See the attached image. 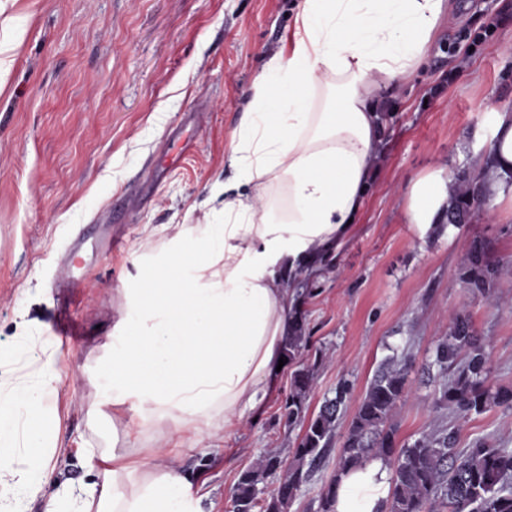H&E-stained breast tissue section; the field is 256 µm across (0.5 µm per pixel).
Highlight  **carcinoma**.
I'll list each match as a JSON object with an SVG mask.
<instances>
[{
	"instance_id": "1",
	"label": "carcinoma",
	"mask_w": 512,
	"mask_h": 512,
	"mask_svg": "<svg viewBox=\"0 0 512 512\" xmlns=\"http://www.w3.org/2000/svg\"><path fill=\"white\" fill-rule=\"evenodd\" d=\"M497 268L483 243H473L462 280L469 288L494 287ZM303 315L294 316L284 356L292 361L308 342ZM488 356L469 316L458 312L448 335L434 344L430 367L440 382L435 404L467 417L495 407H512V390L489 383ZM412 368L406 356L388 357L371 380L345 434L340 436L337 475L317 499V512H333L334 489L339 475L351 466L381 459L388 466L389 496L385 512H512V448L491 447L477 441L462 452L455 450V431L440 426L411 444L397 445L393 418L403 399ZM313 366H303L291 376L290 390L282 401L281 418L292 428L301 426L289 461L269 453L255 466L241 471L232 492V512H254L267 479L280 474L276 488L264 500V512H288L331 447L336 419L350 392L341 380L334 397L319 412L306 418V399L314 383Z\"/></svg>"
}]
</instances>
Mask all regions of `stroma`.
<instances>
[{
	"mask_svg": "<svg viewBox=\"0 0 512 512\" xmlns=\"http://www.w3.org/2000/svg\"><path fill=\"white\" fill-rule=\"evenodd\" d=\"M302 0H6L0 58L10 64L0 96V346L25 347L39 367L53 357L60 447L84 438L112 444V380L106 345L124 291L144 285L174 246L192 249L222 221L215 181L229 176L232 140L267 57L288 52ZM382 142L352 235L330 266L308 274L300 303L322 350L307 400L316 415L349 380L337 429L350 424L366 387L393 353L414 367L395 414L397 442L440 425L459 448L476 440L512 445V408L460 418L437 408L425 367L437 337L465 311L489 354L490 382L512 388V201L468 210L421 232L407 215L413 184L438 174L475 180L490 157L496 113L512 110V0H457L422 65L382 91ZM84 239L67 288L52 283L75 236ZM498 266L489 293L461 277L472 241ZM49 340L42 350L36 338ZM283 366L263 414L232 436L215 429L213 449L183 442L197 474L198 512H231L241 470L268 453L288 456L299 435L279 419L290 387ZM101 414L89 419V402ZM339 445L288 512H316L335 475Z\"/></svg>",
	"mask_w": 512,
	"mask_h": 512,
	"instance_id": "obj_1",
	"label": "stroma"
}]
</instances>
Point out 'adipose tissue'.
<instances>
[{
  "label": "adipose tissue",
  "mask_w": 512,
  "mask_h": 512,
  "mask_svg": "<svg viewBox=\"0 0 512 512\" xmlns=\"http://www.w3.org/2000/svg\"><path fill=\"white\" fill-rule=\"evenodd\" d=\"M450 0H303L289 54L268 57L254 83L259 106L229 156L224 221L191 252L172 251L169 275L126 295L137 329L117 317L109 368V448L80 446L79 494L48 488L61 451L50 431L60 371L41 364L36 383L0 378V490L42 498L43 512H196L194 483L174 439L259 417L294 310V277L347 237L381 142L380 92L418 66ZM483 182L492 196L512 170V113L500 112ZM284 188L287 204L273 192ZM449 201L443 183L417 182L410 217L421 230ZM194 262L185 281L172 270ZM163 443L140 447L149 433ZM389 494L382 460L341 475L335 512H381Z\"/></svg>",
  "instance_id": "adipose-tissue-1"
}]
</instances>
